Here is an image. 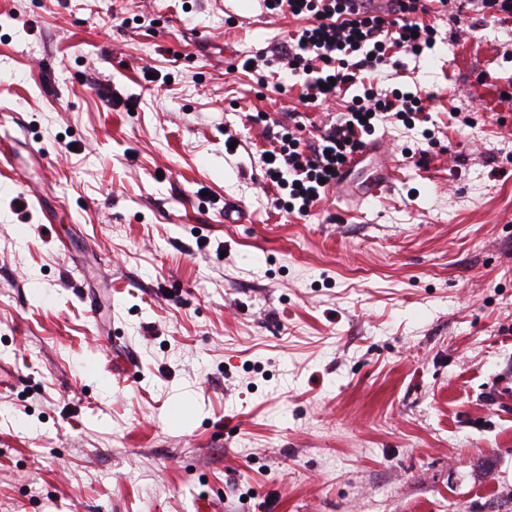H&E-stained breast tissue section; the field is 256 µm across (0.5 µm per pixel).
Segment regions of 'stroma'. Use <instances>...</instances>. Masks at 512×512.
I'll list each match as a JSON object with an SVG mask.
<instances>
[{"mask_svg":"<svg viewBox=\"0 0 512 512\" xmlns=\"http://www.w3.org/2000/svg\"><path fill=\"white\" fill-rule=\"evenodd\" d=\"M422 20L396 178L301 217L261 154L359 92L302 100L306 19L0 0V512H512V16Z\"/></svg>","mask_w":512,"mask_h":512,"instance_id":"35a3bbf8","label":"stroma"}]
</instances>
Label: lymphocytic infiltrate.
I'll return each mask as SVG.
<instances>
[{
	"label": "lymphocytic infiltrate",
	"mask_w": 512,
	"mask_h": 512,
	"mask_svg": "<svg viewBox=\"0 0 512 512\" xmlns=\"http://www.w3.org/2000/svg\"><path fill=\"white\" fill-rule=\"evenodd\" d=\"M420 0H392L386 14L356 6L353 0H267L269 10L308 19L284 57L293 72L304 75L308 102L329 101L336 93L362 86L346 113L319 137L312 152H305L293 131L283 130L280 146L270 152L266 174L286 190V213L308 215L311 207L341 174L346 161L361 151L364 135L375 130L385 114L409 123L424 109L419 94L378 93L364 84L361 71L388 64L394 53L419 55L434 44V29L413 21Z\"/></svg>",
	"instance_id": "obj_1"
}]
</instances>
